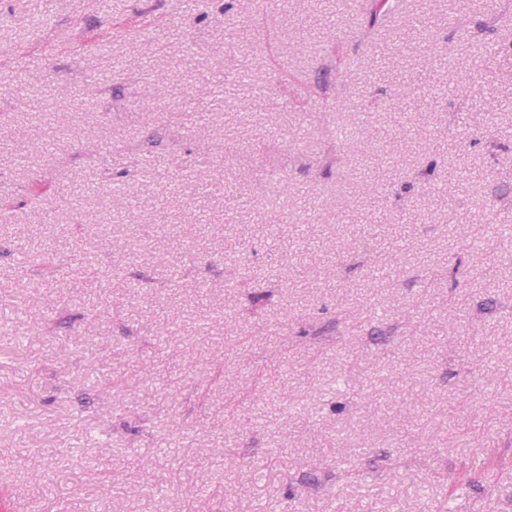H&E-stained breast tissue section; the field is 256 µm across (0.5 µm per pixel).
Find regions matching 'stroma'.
Instances as JSON below:
<instances>
[{"label": "stroma", "mask_w": 512, "mask_h": 512, "mask_svg": "<svg viewBox=\"0 0 512 512\" xmlns=\"http://www.w3.org/2000/svg\"><path fill=\"white\" fill-rule=\"evenodd\" d=\"M362 3L0 0V512H512V10ZM401 4L399 0H367L364 6V28L366 35L377 31L384 22L395 14ZM496 214L493 222L484 226V233L487 236L496 238L500 244L510 247L512 250V205L503 206Z\"/></svg>", "instance_id": "stroma-1"}]
</instances>
